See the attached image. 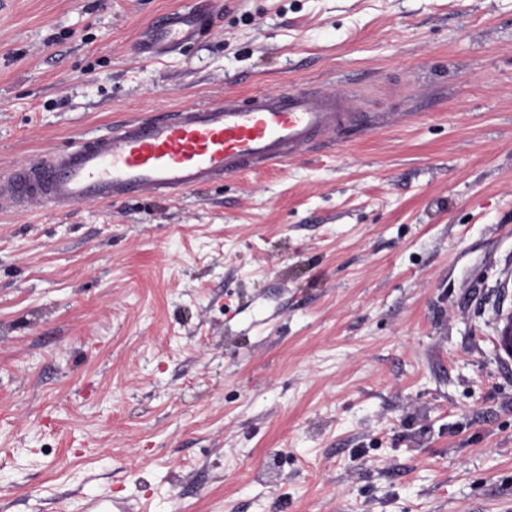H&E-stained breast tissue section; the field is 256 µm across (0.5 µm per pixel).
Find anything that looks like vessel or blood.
Instances as JSON below:
<instances>
[{"instance_id":"1","label":"vessel or blood","mask_w":512,"mask_h":512,"mask_svg":"<svg viewBox=\"0 0 512 512\" xmlns=\"http://www.w3.org/2000/svg\"><path fill=\"white\" fill-rule=\"evenodd\" d=\"M204 25L194 9L173 10L152 23L140 49L148 55L175 51L198 39ZM366 122L344 93L306 88L259 92L245 107L227 101L158 112L1 176L0 209L63 210L144 193L178 194L260 165L281 164L314 141Z\"/></svg>"}]
</instances>
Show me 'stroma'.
Segmentation results:
<instances>
[{
	"instance_id": "obj_1",
	"label": "stroma",
	"mask_w": 512,
	"mask_h": 512,
	"mask_svg": "<svg viewBox=\"0 0 512 512\" xmlns=\"http://www.w3.org/2000/svg\"><path fill=\"white\" fill-rule=\"evenodd\" d=\"M187 6L210 31L141 53ZM292 87L372 122L0 211V512H512V0H0L1 175ZM499 327L497 329L496 349L512 358V307L506 311L498 310Z\"/></svg>"
}]
</instances>
